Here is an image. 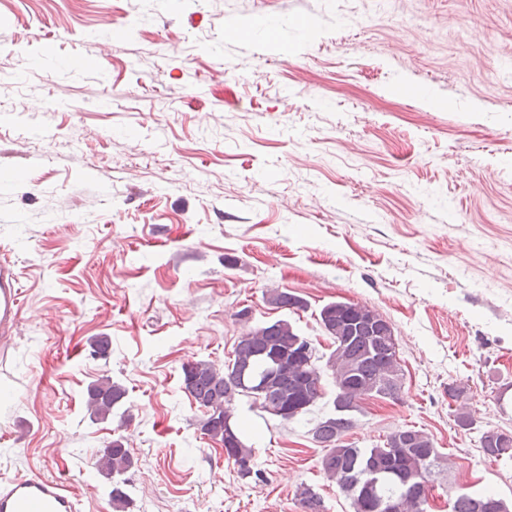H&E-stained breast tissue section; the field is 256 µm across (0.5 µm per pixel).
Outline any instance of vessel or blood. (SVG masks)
Returning a JSON list of instances; mask_svg holds the SVG:
<instances>
[{
    "instance_id": "obj_1",
    "label": "vessel or blood",
    "mask_w": 512,
    "mask_h": 512,
    "mask_svg": "<svg viewBox=\"0 0 512 512\" xmlns=\"http://www.w3.org/2000/svg\"><path fill=\"white\" fill-rule=\"evenodd\" d=\"M7 263H0V356H6V335L15 325L20 292L12 284ZM0 512H78V499L63 481L37 475L0 482Z\"/></svg>"
}]
</instances>
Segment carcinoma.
I'll list each match as a JSON object with an SVG mask.
<instances>
[{
	"instance_id": "carcinoma-1",
	"label": "carcinoma",
	"mask_w": 512,
	"mask_h": 512,
	"mask_svg": "<svg viewBox=\"0 0 512 512\" xmlns=\"http://www.w3.org/2000/svg\"><path fill=\"white\" fill-rule=\"evenodd\" d=\"M267 302L278 308H301L303 304L293 294L275 290ZM321 328L332 340L334 350L325 365L319 357L298 361L283 375L275 393L278 400L296 396L295 379L299 375L310 378V386L301 414H306L322 398V377L330 373L336 387L333 408L312 428L315 442L326 449L321 459L322 471L329 481L349 494L354 512H370V499L364 492L371 488L385 502L399 503V512H427L429 498L424 497L400 474L422 473L431 478L442 460V454L433 440L423 431L403 427L386 436L383 444L372 448H358L343 438L354 426L353 412L370 397L394 398L401 388L400 365L388 354L396 345L391 324L376 311L353 307L350 302L334 301L325 304L318 317ZM309 343L293 325L280 319L271 324L250 329L234 344L231 357L218 368L207 361L191 362L182 367L183 388L197 407L204 410L202 430L210 439L224 445V455L237 468L238 475L250 478L258 471L245 468L254 462L253 449L242 440L239 426L232 422L234 404L241 397L259 403V408L273 416L278 415V404L254 392L256 381L265 371V361L259 356L263 348L288 353ZM126 388L110 378L98 379L89 385L87 405L93 418L105 421L122 404ZM231 423L232 432L225 430ZM483 454L495 459L512 458V435L490 429L481 436ZM133 465L129 449L116 439L103 449L95 468L103 477L112 480V502L123 508L129 495L123 475ZM493 498L494 512H512V508L494 494L473 497L457 494L451 502V512H477L480 501ZM296 498L304 512H325L324 501L313 487L302 484Z\"/></svg>"
}]
</instances>
